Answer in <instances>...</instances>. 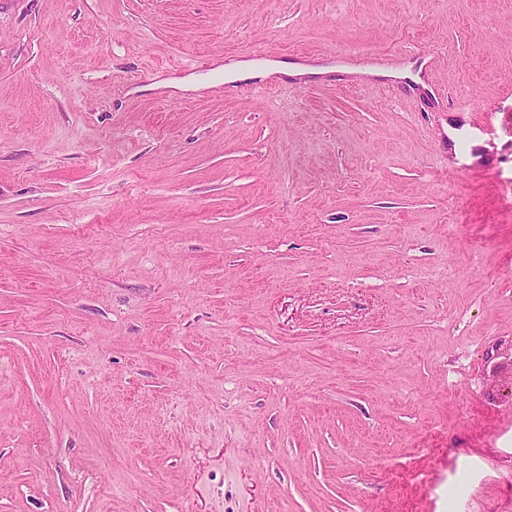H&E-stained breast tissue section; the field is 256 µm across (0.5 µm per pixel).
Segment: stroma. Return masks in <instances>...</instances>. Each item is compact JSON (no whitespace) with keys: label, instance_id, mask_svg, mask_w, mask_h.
Instances as JSON below:
<instances>
[{"label":"stroma","instance_id":"35a3bbf8","mask_svg":"<svg viewBox=\"0 0 512 512\" xmlns=\"http://www.w3.org/2000/svg\"><path fill=\"white\" fill-rule=\"evenodd\" d=\"M510 109L512 0H0V512H512ZM224 69L232 72L235 80H247L258 76H268L270 74L292 76L308 72L307 68L299 64H289L285 61L271 62L264 67H257L252 62H238L224 66Z\"/></svg>","mask_w":512,"mask_h":512}]
</instances>
